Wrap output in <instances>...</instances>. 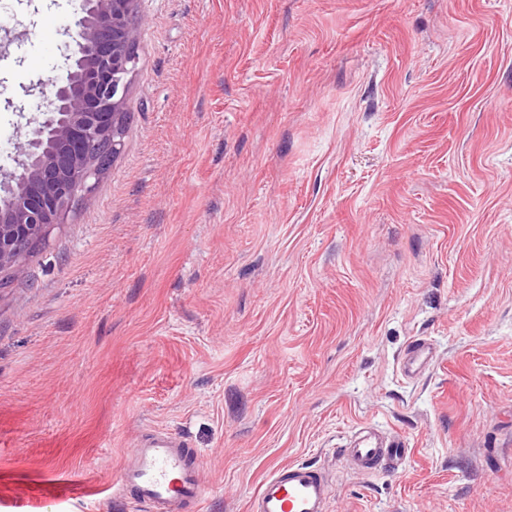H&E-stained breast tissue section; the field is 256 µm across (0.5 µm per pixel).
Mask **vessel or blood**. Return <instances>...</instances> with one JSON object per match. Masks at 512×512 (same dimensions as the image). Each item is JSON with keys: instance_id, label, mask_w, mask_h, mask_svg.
<instances>
[{"instance_id": "1", "label": "vessel or blood", "mask_w": 512, "mask_h": 512, "mask_svg": "<svg viewBox=\"0 0 512 512\" xmlns=\"http://www.w3.org/2000/svg\"><path fill=\"white\" fill-rule=\"evenodd\" d=\"M430 349L415 340L407 348L404 370L417 373L429 360ZM410 455L406 440L385 437L362 425L350 446L342 449L346 464L360 473L395 467ZM119 497L134 495L148 512H184L198 506L206 490L196 457L180 436L157 432L131 448L112 484ZM330 487L323 468L291 463L279 467L260 485L250 512H327Z\"/></svg>"}]
</instances>
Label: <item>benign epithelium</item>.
Returning a JSON list of instances; mask_svg holds the SVG:
<instances>
[{"label": "benign epithelium", "mask_w": 512, "mask_h": 512, "mask_svg": "<svg viewBox=\"0 0 512 512\" xmlns=\"http://www.w3.org/2000/svg\"><path fill=\"white\" fill-rule=\"evenodd\" d=\"M75 50L52 81L43 118L29 123L16 169L0 181V279L20 277L16 238L67 223L105 174L103 156L124 144L127 96L137 64L139 0H78Z\"/></svg>", "instance_id": "benign-epithelium-1"}]
</instances>
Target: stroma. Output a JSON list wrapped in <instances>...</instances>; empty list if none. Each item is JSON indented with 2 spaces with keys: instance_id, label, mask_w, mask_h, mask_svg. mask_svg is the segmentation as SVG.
Segmentation results:
<instances>
[{
  "instance_id": "1",
  "label": "stroma",
  "mask_w": 512,
  "mask_h": 512,
  "mask_svg": "<svg viewBox=\"0 0 512 512\" xmlns=\"http://www.w3.org/2000/svg\"><path fill=\"white\" fill-rule=\"evenodd\" d=\"M75 5L0 0V171ZM138 30L121 152L0 288V512H145L112 481L158 429L202 512L291 462L328 512H512V0H140ZM365 422L393 473L334 456ZM430 349L422 340H413L407 348L404 370L408 376L417 373L429 360Z\"/></svg>"
}]
</instances>
